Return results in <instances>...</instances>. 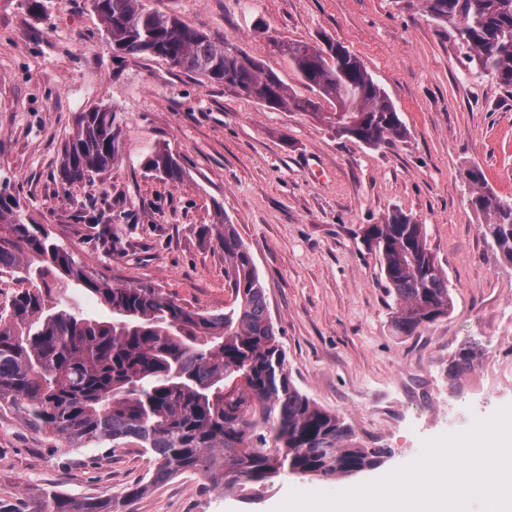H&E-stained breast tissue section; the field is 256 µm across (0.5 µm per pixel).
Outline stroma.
Here are the masks:
<instances>
[{"label":"stroma","mask_w":512,"mask_h":512,"mask_svg":"<svg viewBox=\"0 0 512 512\" xmlns=\"http://www.w3.org/2000/svg\"><path fill=\"white\" fill-rule=\"evenodd\" d=\"M0 0V179L36 223L119 284L162 289L200 312L230 306L213 225L232 224L264 287L296 387L386 449L349 477L285 475L231 491L199 473L153 485L150 456L34 430L0 411V499L55 489L109 498L147 492L131 512H276L291 492L339 493L415 462L425 442L512 406V262L483 234L479 187L512 199V98L471 62L422 0H142L237 45L298 96L281 41L331 40L358 57L394 104L405 138L377 147L337 135L336 105L271 110L157 57H119L88 0ZM108 106L121 129L105 172L62 184L76 112ZM183 181L147 170L155 148ZM480 168L485 182H468ZM399 210L425 224L454 307L413 335L363 229ZM479 346L448 377L463 344Z\"/></svg>","instance_id":"stroma-1"}]
</instances>
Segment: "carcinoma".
I'll list each match as a JSON object with an SVG mask.
<instances>
[{"mask_svg": "<svg viewBox=\"0 0 512 512\" xmlns=\"http://www.w3.org/2000/svg\"><path fill=\"white\" fill-rule=\"evenodd\" d=\"M423 2L512 98V0ZM91 4L108 42L125 55L165 58L271 109H316L256 60L242 61L179 18L145 10L141 0ZM311 49L296 42L286 55L307 87L336 101L345 135L370 146L405 136L393 103L356 56L333 48L327 59ZM114 121L110 107L76 113L62 180L80 181L112 166L121 136ZM145 166L172 182L184 178L165 149L153 150ZM475 201L488 216L485 237L512 260V201L492 191ZM215 229L234 301L222 312L201 313L156 288L112 284L27 219L10 181L1 182L0 272L18 274L30 287L0 311V409L69 441L144 448L153 484L199 472L214 487L232 490L285 473L328 478L379 466L384 449L359 444L343 419L295 386L250 253L233 225ZM365 237L397 300V332L411 334L448 315V276L427 247L425 225L396 210ZM60 282L94 297L112 320L88 318L54 296ZM476 356L475 346H462L448 372L468 369ZM146 490L135 485L103 500L45 490L16 504L0 502V512H126Z\"/></svg>", "mask_w": 512, "mask_h": 512, "instance_id": "obj_1", "label": "carcinoma"}]
</instances>
